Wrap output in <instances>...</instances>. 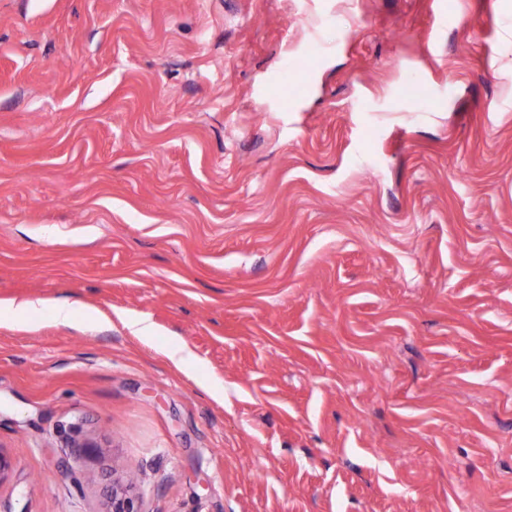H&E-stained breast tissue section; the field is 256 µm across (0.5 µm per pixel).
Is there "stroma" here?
Returning <instances> with one entry per match:
<instances>
[{
    "label": "stroma",
    "instance_id": "35a3bbf8",
    "mask_svg": "<svg viewBox=\"0 0 512 512\" xmlns=\"http://www.w3.org/2000/svg\"><path fill=\"white\" fill-rule=\"evenodd\" d=\"M0 448V512H512V0H0Z\"/></svg>",
    "mask_w": 512,
    "mask_h": 512
}]
</instances>
